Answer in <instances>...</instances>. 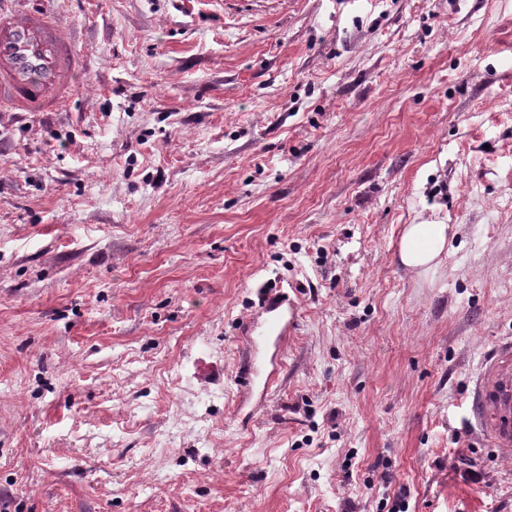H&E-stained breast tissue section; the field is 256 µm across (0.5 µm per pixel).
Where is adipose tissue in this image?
<instances>
[{
	"label": "adipose tissue",
	"instance_id": "1",
	"mask_svg": "<svg viewBox=\"0 0 512 512\" xmlns=\"http://www.w3.org/2000/svg\"><path fill=\"white\" fill-rule=\"evenodd\" d=\"M450 230V225L443 223L404 225L398 251L401 265L416 277H426L442 265Z\"/></svg>",
	"mask_w": 512,
	"mask_h": 512
}]
</instances>
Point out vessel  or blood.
<instances>
[{
	"label": "vessel or blood",
	"mask_w": 512,
	"mask_h": 512,
	"mask_svg": "<svg viewBox=\"0 0 512 512\" xmlns=\"http://www.w3.org/2000/svg\"><path fill=\"white\" fill-rule=\"evenodd\" d=\"M82 72L81 57L65 28L46 11L17 8L0 13V107L15 112H55L74 94ZM288 296H266L263 324L246 323L248 341L237 368L241 397L258 385L256 345L270 343L278 356L288 350L291 319L282 314ZM471 414L480 436L502 452H512V336L498 340L474 376Z\"/></svg>",
	"instance_id": "obj_1"
}]
</instances>
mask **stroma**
I'll use <instances>...</instances> for the list:
<instances>
[{"mask_svg":"<svg viewBox=\"0 0 512 512\" xmlns=\"http://www.w3.org/2000/svg\"><path fill=\"white\" fill-rule=\"evenodd\" d=\"M28 2L85 70L0 110V512H512V455L453 441L512 336V0ZM450 231V224L443 223L404 225L398 251L401 265L418 278L426 277L442 265L443 255H448ZM261 309L265 310L270 315L261 326L247 322L244 325L243 331L248 341L245 355L239 361L237 368V386L241 397L251 396L258 385L259 371L257 365L256 345L258 339L270 343L277 355L282 360L288 350V343L290 336V326L293 321V308L292 304L288 303V294L277 293L274 295H267L262 301ZM286 306L287 309H284ZM288 306L291 310L290 318H285L281 312L283 310L288 312Z\"/></svg>","mask_w":512,"mask_h":512,"instance_id":"1","label":"stroma"}]
</instances>
